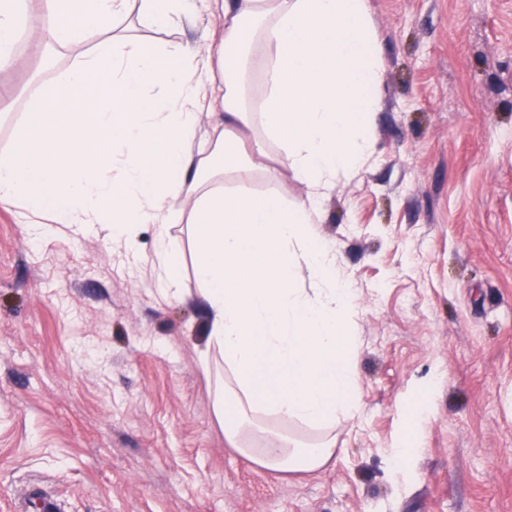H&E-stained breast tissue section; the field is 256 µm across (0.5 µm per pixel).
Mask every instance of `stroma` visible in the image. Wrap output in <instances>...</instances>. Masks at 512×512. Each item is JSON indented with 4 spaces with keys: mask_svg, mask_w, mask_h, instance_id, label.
<instances>
[{
    "mask_svg": "<svg viewBox=\"0 0 512 512\" xmlns=\"http://www.w3.org/2000/svg\"><path fill=\"white\" fill-rule=\"evenodd\" d=\"M383 65L375 155L339 176L319 233L358 310L354 418L331 429L321 469L289 473L228 444L214 410L224 358L202 371L206 320L192 227L168 243L180 294L160 293L153 225L135 252L59 224L33 241L22 208L0 204V512L31 492L61 512H512V0H367ZM210 10L146 45L202 47ZM40 35L0 70L17 103ZM279 175L254 195L307 200L275 146ZM415 430L422 449L387 451Z\"/></svg>",
    "mask_w": 512,
    "mask_h": 512,
    "instance_id": "1",
    "label": "stroma"
}]
</instances>
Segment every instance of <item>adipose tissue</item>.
Masks as SVG:
<instances>
[{
  "label": "adipose tissue",
  "instance_id": "ef3b65f1",
  "mask_svg": "<svg viewBox=\"0 0 512 512\" xmlns=\"http://www.w3.org/2000/svg\"><path fill=\"white\" fill-rule=\"evenodd\" d=\"M193 0H0V69L17 60V31L35 27L45 47L71 55L51 82L35 81L17 126L0 148V202L56 224L98 227L135 247L141 225L157 226L160 281L176 286L179 254L165 226L184 202L195 241L194 274L208 317L210 366L218 349L233 379L215 401L224 436L265 467L311 472L336 451L326 428L359 407L353 357L355 299L339 274L336 249L312 217L342 172L373 158L371 124L380 109L381 63L366 0H224V32L205 57L169 44L117 40L129 13L148 27L193 20ZM262 71L268 93L252 105L247 85ZM222 108L228 126L260 135L197 146L200 94ZM276 144L307 202L257 197L243 183L266 144ZM242 186L229 193L226 173ZM315 286L299 287L302 275ZM323 428L312 445L256 447L253 415Z\"/></svg>",
  "mask_w": 512,
  "mask_h": 512
}]
</instances>
